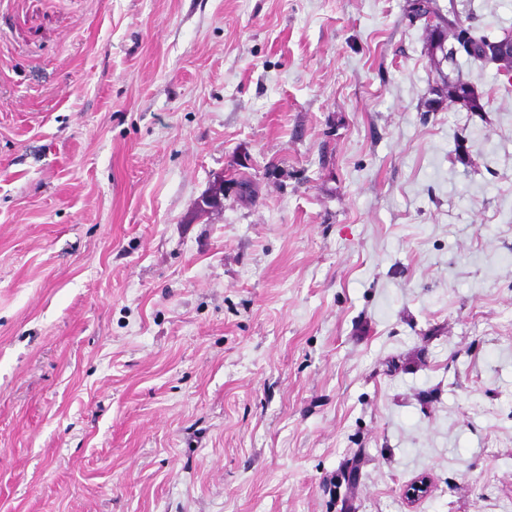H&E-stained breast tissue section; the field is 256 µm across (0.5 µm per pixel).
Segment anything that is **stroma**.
Listing matches in <instances>:
<instances>
[{
  "mask_svg": "<svg viewBox=\"0 0 512 512\" xmlns=\"http://www.w3.org/2000/svg\"><path fill=\"white\" fill-rule=\"evenodd\" d=\"M408 4L0 0V512H512V79ZM457 92L454 101L470 112H480L483 109L481 95L477 94L468 82L458 79ZM251 164L247 159H240L231 166L229 171L237 170L244 174L243 177L237 178L234 182H229L224 178V172L217 174L216 185L204 193L196 202V212L198 215L209 214L213 211L224 208V198L234 197L237 199H247L252 195L254 187V178L243 169H250ZM226 171L225 173H228ZM224 182V192L219 186Z\"/></svg>",
  "mask_w": 512,
  "mask_h": 512,
  "instance_id": "stroma-1",
  "label": "stroma"
}]
</instances>
